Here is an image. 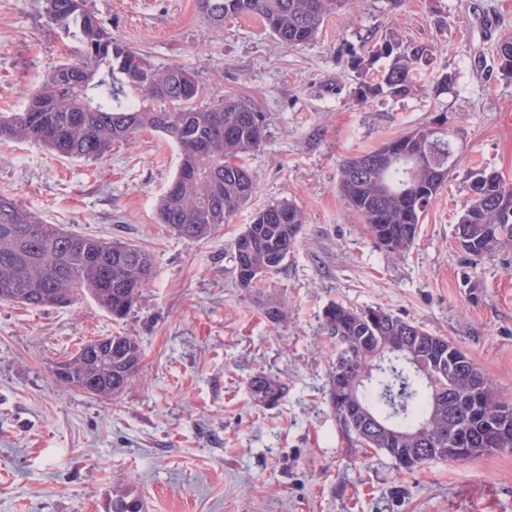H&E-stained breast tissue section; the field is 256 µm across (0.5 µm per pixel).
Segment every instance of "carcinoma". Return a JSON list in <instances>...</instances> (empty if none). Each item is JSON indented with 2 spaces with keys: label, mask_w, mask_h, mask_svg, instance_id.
<instances>
[{
  "label": "carcinoma",
  "mask_w": 512,
  "mask_h": 512,
  "mask_svg": "<svg viewBox=\"0 0 512 512\" xmlns=\"http://www.w3.org/2000/svg\"><path fill=\"white\" fill-rule=\"evenodd\" d=\"M218 14L201 10L204 19L219 26L227 18L253 15L283 45L312 42L324 20L350 0H217ZM47 22L78 41L76 58L61 62L42 86L29 96L23 111L0 115V143L34 141L67 158L98 159L140 130L159 132L170 139L179 155L177 174L157 202L158 223L175 235L199 240L228 224L255 193L256 178L246 157L260 148L266 119L247 101L226 96L203 104L204 88L180 66L154 69L135 49L112 36L87 9L86 0H40ZM499 70L512 78V36L495 45ZM389 64L374 70L376 60ZM435 47L403 39L391 31L367 53L350 55L356 73L354 95L362 102L401 99L420 91L416 75L432 67ZM188 78L190 96L181 94L172 75ZM170 81L168 96L160 99L184 116L180 125L156 123V113L142 111L141 97L156 79ZM218 116L231 130L215 149L204 154L200 137L210 130L209 117ZM430 122L346 159L340 168L339 193L345 206L366 224L375 243L399 255L414 244L417 226L431 202L445 186L448 160L455 155L457 135L448 131L442 140L426 135ZM431 155L423 168L412 166L411 154ZM469 204L456 224L460 247L482 257L504 240H512V183L485 167L469 172ZM304 215L295 205L270 204L254 214L251 224L234 244V270L240 286L249 288L283 264L292 252ZM150 254L132 243H108L48 224L0 193V302L40 308L59 293L74 303L89 294L116 321L133 310L142 288L152 276ZM326 329L336 340L331 364L329 403L338 413L336 377L368 367L371 379L360 398L374 413L405 429L400 439L372 444L352 436L363 448L388 449L391 460L404 457L402 469H420L435 461V449L446 447L448 435L463 433L471 447L482 448V425L505 414L512 423V402L500 396L497 384L458 344L435 336L417 324L380 307L354 309L340 303L324 311ZM413 331L407 344L428 365L437 387L430 389L404 360L376 364L372 349L386 336L385 328ZM142 353L130 336H112V374L100 381L98 398L121 393L139 371ZM250 392L255 403L275 407L286 395L285 385L267 375L254 376ZM448 400L459 413L456 422L444 415L434 419L428 433L416 437L412 428L423 420L436 400ZM112 512H142L131 492L112 499Z\"/></svg>",
  "instance_id": "cac0c4a2"
}]
</instances>
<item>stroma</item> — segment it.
<instances>
[{"instance_id": "obj_1", "label": "stroma", "mask_w": 512, "mask_h": 512, "mask_svg": "<svg viewBox=\"0 0 512 512\" xmlns=\"http://www.w3.org/2000/svg\"><path fill=\"white\" fill-rule=\"evenodd\" d=\"M112 34L157 69L177 65L205 102L233 95L265 112L247 162L256 191L208 238H179L156 202L178 169L176 147L144 130L99 160L32 141L0 144V191L48 223L140 245L153 275L120 321L88 296L67 307L0 303V512H107L133 489L143 512H512V453L398 470L360 447L329 406L334 302L380 307L463 347L512 402V244L469 262L455 226L481 164L512 182V80L494 47L512 34V0H352L310 44L286 47L242 15L208 27L198 0H87ZM436 48L422 90L363 103L349 51L389 28ZM77 42L46 25L38 0H0V113L29 95ZM451 73L448 89L435 74ZM458 133L459 163L421 219L412 249L377 248L345 207L342 162L438 116ZM287 201L304 214L298 243L259 285L240 287L233 244L259 209ZM282 305L271 321L266 310ZM139 340L138 375L112 399L53 376L86 341ZM288 385L256 405L253 376Z\"/></svg>"}]
</instances>
